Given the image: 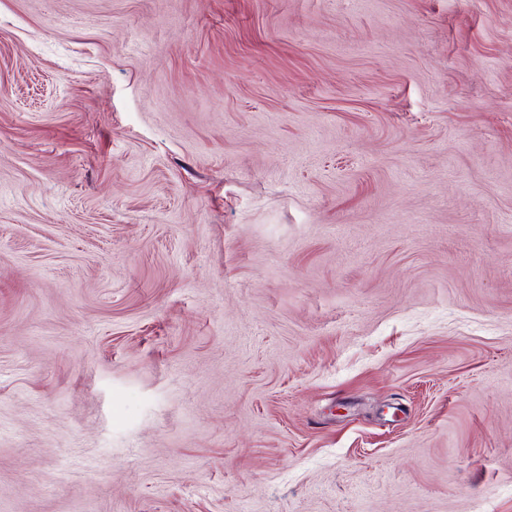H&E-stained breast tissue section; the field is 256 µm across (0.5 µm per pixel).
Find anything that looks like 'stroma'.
Segmentation results:
<instances>
[{
    "mask_svg": "<svg viewBox=\"0 0 512 512\" xmlns=\"http://www.w3.org/2000/svg\"><path fill=\"white\" fill-rule=\"evenodd\" d=\"M0 512H512V0H0Z\"/></svg>",
    "mask_w": 512,
    "mask_h": 512,
    "instance_id": "1",
    "label": "stroma"
}]
</instances>
